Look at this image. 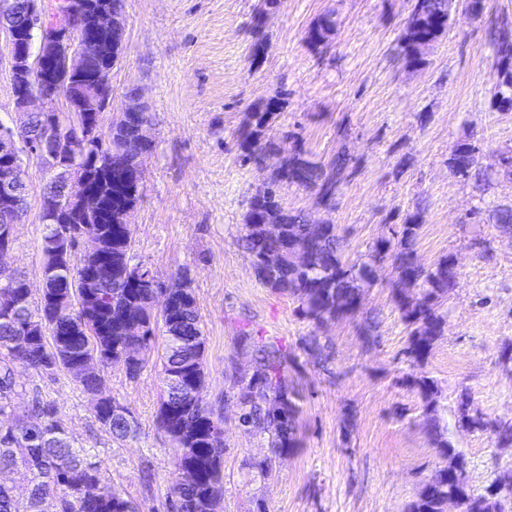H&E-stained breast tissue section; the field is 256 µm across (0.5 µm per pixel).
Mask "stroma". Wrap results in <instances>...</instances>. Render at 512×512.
Wrapping results in <instances>:
<instances>
[{
  "mask_svg": "<svg viewBox=\"0 0 512 512\" xmlns=\"http://www.w3.org/2000/svg\"><path fill=\"white\" fill-rule=\"evenodd\" d=\"M262 0H126L120 60L112 71L113 119L129 88H139L154 114L155 147L145 162L142 197L130 216L134 262L165 284L187 273L206 336L205 399L224 419V483L218 512H407L424 482L444 465L407 376H427L439 388L437 418L466 459L464 478L477 493L512 478V447L491 430L460 428L457 400L472 413L512 423V229L496 224L512 206V176L489 185L454 177L447 160L464 138L482 165L512 150V112L490 104L497 82L493 26L512 20V0H485L482 17L453 12L448 32L404 68L398 39L412 0H279L263 23ZM337 25L327 46L306 40L326 13ZM267 44L258 63L256 39ZM286 104L269 134L279 153L265 164L242 160L236 138L251 112L276 94ZM329 164L345 152L349 164L333 209L313 191L283 186L285 208L310 223L338 226L345 255L357 260L389 227L421 213L415 246L427 269L454 256L455 288L440 306L445 325L429 358L410 364L402 351L408 329L397 305L401 289L392 262L380 263L352 316L321 327L299 320L296 302L264 287L242 248L248 200L295 152ZM27 209L14 229L7 259L40 288V220L49 179L23 157ZM277 340L289 356L298 392L299 448L277 460L272 477L255 465L271 454L266 435L237 421L236 372L251 368L241 330ZM317 339L322 355L305 349ZM155 341L137 378L122 365L104 370V392L128 406L135 436L115 440L98 423L91 395L66 372L15 369L7 415H25L34 398L56 406L69 437L89 449L112 486L139 512H166L175 451L156 425L163 393Z\"/></svg>",
  "mask_w": 512,
  "mask_h": 512,
  "instance_id": "1",
  "label": "stroma"
}]
</instances>
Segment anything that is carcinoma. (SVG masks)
Wrapping results in <instances>:
<instances>
[{
  "label": "carcinoma",
  "instance_id": "carcinoma-1",
  "mask_svg": "<svg viewBox=\"0 0 512 512\" xmlns=\"http://www.w3.org/2000/svg\"><path fill=\"white\" fill-rule=\"evenodd\" d=\"M94 7L82 15L85 24L96 25L100 12L122 13L125 0H90ZM29 10V0H0V19L21 23ZM453 11L450 0H412V8L399 38V48L406 67L423 62L420 41L436 42L447 30ZM334 15L319 18L307 31L306 39L315 46L326 45L335 28ZM505 19L495 23L493 33L494 64L503 67L502 79L495 87L491 102L500 111H512V30ZM105 49L89 75L60 71L55 98L62 107L50 112L30 114L21 133L25 146L37 140L53 143L46 133L74 134L83 143L85 163L56 173L45 188L41 201V224L44 225L41 251L45 288L38 299L23 287L25 277L15 272L0 273V414L8 407L15 392L14 366L23 365L36 372L57 370L73 372L86 361L95 369L78 381L83 392L100 391V368L130 353L142 354L151 348L157 333L165 343L160 356L164 386L157 414L159 428L167 434L177 456L175 469L194 470L195 478L186 483L174 478L168 495V512H212L216 497L222 492L224 465V422L204 398L206 376L203 335L188 275L171 283V303L156 307L157 289L139 280L131 265L132 233L129 216L140 198V185L128 183L123 174L132 173L153 152L154 143L143 141L139 129L153 124V113L122 112L109 124L104 114L112 99L111 73L117 64L123 34L103 31ZM88 82L100 86L104 95L100 111L93 115L70 111L73 91ZM279 109V101L270 100L262 112L236 133L247 154L243 162H264L279 151V144L264 136V130ZM347 165V155H337L324 167L298 155L274 169L263 189L249 201L243 249L252 256L260 282L297 300L295 316L319 327L324 323L358 311L354 301L361 298L363 285L374 282V264L389 259L404 278L418 280L422 297L412 300L398 297V307L409 328L404 355L414 364L422 363L442 335L444 319L438 313L439 302L454 288L457 264L453 256L441 259L432 270L415 265V245L422 226L417 212L403 224L390 226L388 236L376 241L367 260L349 264L344 260L343 236L335 224L308 223L307 219L282 206L279 192L286 183L316 189L320 202L334 205L339 176ZM448 169L455 176L472 178L479 184L491 181L492 173L479 165L477 149L470 140L456 144L448 157ZM80 176L93 186L91 195L75 202L74 211L50 219L46 203L65 200L68 178ZM27 185L17 186L15 201L8 213L0 215V248L12 247L14 234L3 236V224L21 218L26 209ZM280 225V235L270 239L264 223ZM86 227L97 230L101 248L89 257L77 250L79 237ZM304 246L309 258L297 267L291 251ZM276 257L272 265L263 263L266 255ZM91 268L101 270L98 280L84 285L82 275ZM139 312L144 333H126L128 311ZM243 345L254 356L251 379L234 383L236 398L243 411L246 428L268 435L274 454L286 455L299 447L297 418L300 413L298 394L288 384V356L278 342L254 336L242 330ZM424 399V411L437 438L441 455H448V441L442 439L436 424L435 382L413 377ZM459 421L473 430L488 427L495 433L500 448L512 447V424H490L481 416L470 414V402L461 395L457 402ZM95 416L103 430L115 439H126L137 431L127 406L107 396L100 399ZM24 466L31 475L32 486L26 501H20L13 487L0 482V512H44L49 499L53 512H137L128 498L112 488L100 464L88 460L86 453L74 447L61 426L54 405L34 401L31 414L15 419L13 428L0 424V475ZM458 486L448 473L437 470L424 483L408 512H443L448 495ZM512 491L504 493L497 483L482 494L469 492L459 499L460 512H504Z\"/></svg>",
  "mask_w": 512,
  "mask_h": 512
}]
</instances>
